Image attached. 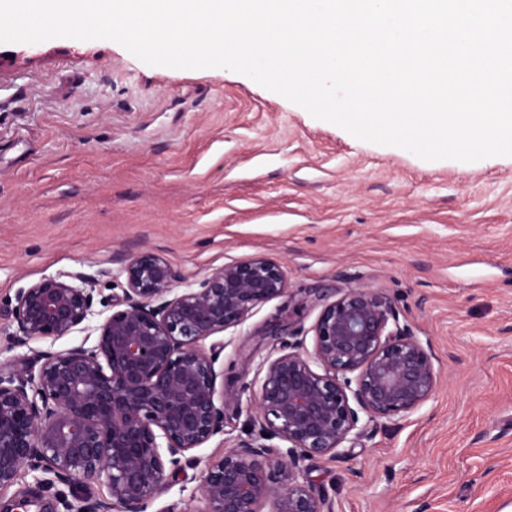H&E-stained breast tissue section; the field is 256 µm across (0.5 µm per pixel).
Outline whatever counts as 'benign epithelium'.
Instances as JSON below:
<instances>
[{"instance_id": "7a95c632", "label": "benign epithelium", "mask_w": 512, "mask_h": 512, "mask_svg": "<svg viewBox=\"0 0 512 512\" xmlns=\"http://www.w3.org/2000/svg\"><path fill=\"white\" fill-rule=\"evenodd\" d=\"M122 273L118 310L95 327L94 345L43 352L35 375L0 363V491L25 470L45 488L83 487L74 512H149L167 471L224 433V373L199 342L283 295L284 267L259 255L176 294L178 275L157 251L129 256ZM95 315L88 276L44 278L16 294L9 339L61 338ZM313 332V352L285 341L260 362L258 416L248 438L202 474L199 512H263L268 503L272 512H332L301 463L336 457L360 438V414L370 422L409 414L436 389L431 345L372 289L336 292ZM96 484L108 496L95 494Z\"/></svg>"}]
</instances>
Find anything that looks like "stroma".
I'll use <instances>...</instances> for the list:
<instances>
[{"mask_svg":"<svg viewBox=\"0 0 512 512\" xmlns=\"http://www.w3.org/2000/svg\"><path fill=\"white\" fill-rule=\"evenodd\" d=\"M0 361L62 351L10 345L19 289L82 272L121 297L125 256L152 249L174 291L265 255L288 290L218 351L225 434L170 474L157 507L199 499L200 478L257 414L261 360L312 327L336 290L387 297L430 342L439 382L414 412L305 461L334 512H512V157L426 161L359 140L225 68L150 66L119 43H1Z\"/></svg>","mask_w":512,"mask_h":512,"instance_id":"stroma-1","label":"stroma"}]
</instances>
